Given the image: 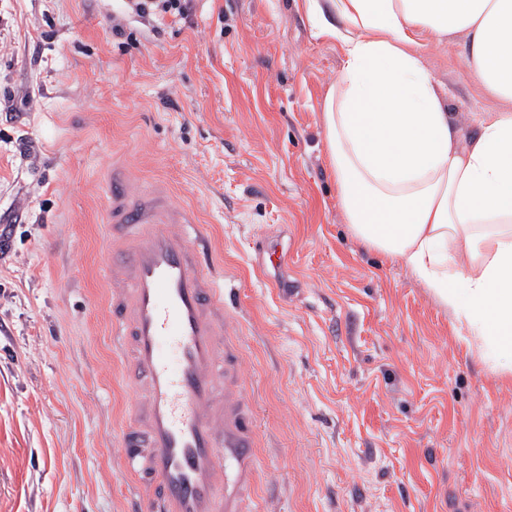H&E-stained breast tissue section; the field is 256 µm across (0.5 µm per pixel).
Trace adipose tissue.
<instances>
[{"instance_id": "obj_1", "label": "adipose tissue", "mask_w": 512, "mask_h": 512, "mask_svg": "<svg viewBox=\"0 0 512 512\" xmlns=\"http://www.w3.org/2000/svg\"><path fill=\"white\" fill-rule=\"evenodd\" d=\"M343 63L322 105L352 237L452 311L468 349L496 341L512 374V111L463 140L421 35L465 36L466 66L512 100V0H302Z\"/></svg>"}]
</instances>
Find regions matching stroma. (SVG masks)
Masks as SVG:
<instances>
[{
    "instance_id": "stroma-1",
    "label": "stroma",
    "mask_w": 512,
    "mask_h": 512,
    "mask_svg": "<svg viewBox=\"0 0 512 512\" xmlns=\"http://www.w3.org/2000/svg\"><path fill=\"white\" fill-rule=\"evenodd\" d=\"M423 52L463 138L507 110L462 40ZM341 66L299 0L155 21L0 0V512H131L103 277L116 162L199 212L236 287L248 512H512V376L348 232L321 121Z\"/></svg>"
}]
</instances>
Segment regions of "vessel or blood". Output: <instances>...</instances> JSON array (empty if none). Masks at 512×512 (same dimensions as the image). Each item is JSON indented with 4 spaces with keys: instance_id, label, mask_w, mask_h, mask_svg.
I'll list each match as a JSON object with an SVG mask.
<instances>
[{
    "instance_id": "obj_1",
    "label": "vessel or blood",
    "mask_w": 512,
    "mask_h": 512,
    "mask_svg": "<svg viewBox=\"0 0 512 512\" xmlns=\"http://www.w3.org/2000/svg\"><path fill=\"white\" fill-rule=\"evenodd\" d=\"M112 334L134 395L121 436L141 512H242L255 470L207 228L160 183L113 170Z\"/></svg>"
}]
</instances>
